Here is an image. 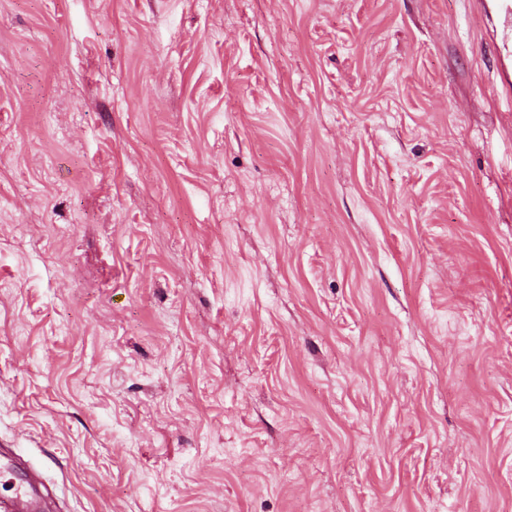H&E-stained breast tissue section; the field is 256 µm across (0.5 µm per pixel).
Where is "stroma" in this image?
Segmentation results:
<instances>
[{"label":"stroma","instance_id":"obj_1","mask_svg":"<svg viewBox=\"0 0 512 512\" xmlns=\"http://www.w3.org/2000/svg\"><path fill=\"white\" fill-rule=\"evenodd\" d=\"M0 454L51 512H512L499 0H0Z\"/></svg>","mask_w":512,"mask_h":512}]
</instances>
